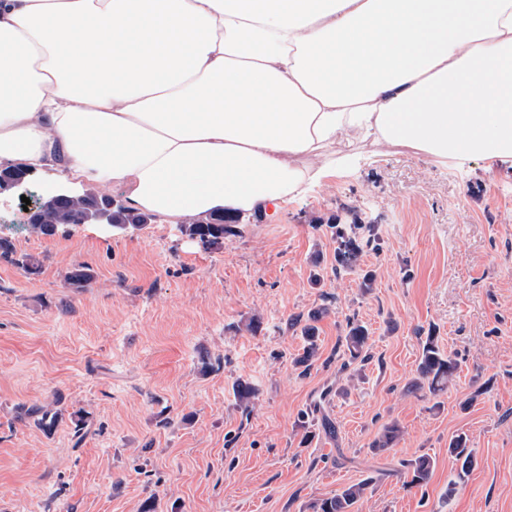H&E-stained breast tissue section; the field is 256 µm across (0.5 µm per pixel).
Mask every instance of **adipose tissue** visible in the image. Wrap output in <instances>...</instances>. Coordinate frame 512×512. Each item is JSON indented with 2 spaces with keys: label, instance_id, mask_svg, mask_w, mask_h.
<instances>
[{
  "label": "adipose tissue",
  "instance_id": "obj_1",
  "mask_svg": "<svg viewBox=\"0 0 512 512\" xmlns=\"http://www.w3.org/2000/svg\"><path fill=\"white\" fill-rule=\"evenodd\" d=\"M354 142L512 162V0H0V163L188 218Z\"/></svg>",
  "mask_w": 512,
  "mask_h": 512
}]
</instances>
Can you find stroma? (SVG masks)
<instances>
[{"mask_svg": "<svg viewBox=\"0 0 512 512\" xmlns=\"http://www.w3.org/2000/svg\"><path fill=\"white\" fill-rule=\"evenodd\" d=\"M335 216L374 227L358 272L333 270ZM0 238L37 263L0 259V512H310L367 477L358 512H512L511 166L370 150L211 250L156 215L133 233L37 235L15 199ZM324 293L337 302L304 372L288 319ZM350 318L370 331L368 361L340 344ZM430 333L460 366L437 400L408 390ZM239 380L255 388L245 409ZM32 404L53 424L20 417ZM393 422L399 441L374 451ZM461 433L475 462L460 480ZM422 454L432 477L405 488L400 464ZM448 454L459 465V478L466 474L474 463V449L470 445V439L465 434H458L450 440Z\"/></svg>", "mask_w": 512, "mask_h": 512, "instance_id": "1", "label": "stroma"}]
</instances>
